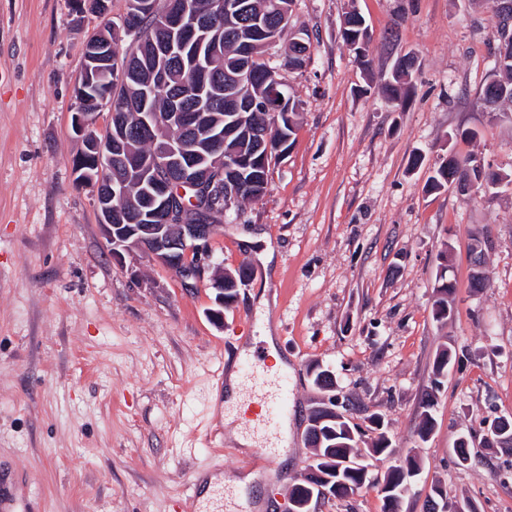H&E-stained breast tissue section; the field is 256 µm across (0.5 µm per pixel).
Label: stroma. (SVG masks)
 Returning <instances> with one entry per match:
<instances>
[{
  "label": "stroma",
  "instance_id": "obj_1",
  "mask_svg": "<svg viewBox=\"0 0 512 512\" xmlns=\"http://www.w3.org/2000/svg\"><path fill=\"white\" fill-rule=\"evenodd\" d=\"M74 3L0 0V474L31 512H193L196 472L283 512L312 457V364L333 372L365 442L376 416L395 455L416 456L401 512H427L436 483L448 506L512 512V448L482 443L512 416V184L427 188L451 152L512 174V108L491 120L480 101L495 72L489 0H295L289 27L310 33V57L289 68L284 41L268 54L301 103L295 140L267 194L215 238L225 269L252 267L218 321L212 288L185 291L144 255L104 246L94 191L72 169L74 86L101 20ZM352 10L371 33L366 67L341 36ZM405 53L418 63L395 106L383 83ZM476 234L490 241L478 290ZM442 266L457 288L439 322ZM268 335L294 402L270 468L258 444L233 442L214 378L239 367L245 337ZM445 348L457 358L436 387ZM387 468L311 512H383Z\"/></svg>",
  "mask_w": 512,
  "mask_h": 512
}]
</instances>
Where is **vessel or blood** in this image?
Masks as SVG:
<instances>
[{"label":"vessel or blood","mask_w":512,"mask_h":512,"mask_svg":"<svg viewBox=\"0 0 512 512\" xmlns=\"http://www.w3.org/2000/svg\"><path fill=\"white\" fill-rule=\"evenodd\" d=\"M241 394L248 406L245 418L248 427L266 437L264 457L275 463L278 448L275 438L292 407L289 376L270 375L260 356H253L241 368ZM198 504L196 512H224V495L220 487H206L204 476H195L190 485Z\"/></svg>","instance_id":"1"}]
</instances>
